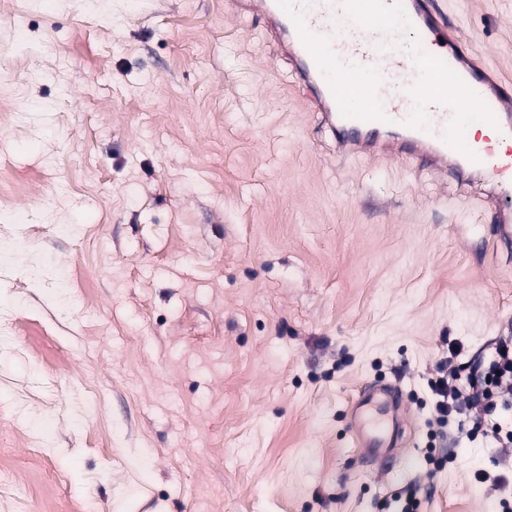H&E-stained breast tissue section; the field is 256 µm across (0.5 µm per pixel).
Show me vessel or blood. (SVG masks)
<instances>
[{"mask_svg":"<svg viewBox=\"0 0 512 512\" xmlns=\"http://www.w3.org/2000/svg\"><path fill=\"white\" fill-rule=\"evenodd\" d=\"M259 16L340 156L390 154L458 177H492L480 206L512 245V95L473 50L440 0H235ZM448 81L447 98L426 90V66ZM354 70L360 101L342 95L336 73ZM408 418L398 384H365L351 404L350 431L366 467L396 457Z\"/></svg>","mask_w":512,"mask_h":512,"instance_id":"obj_1","label":"vessel or blood"}]
</instances>
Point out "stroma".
<instances>
[{
    "mask_svg": "<svg viewBox=\"0 0 512 512\" xmlns=\"http://www.w3.org/2000/svg\"><path fill=\"white\" fill-rule=\"evenodd\" d=\"M0 10V512H501L477 405L426 462L428 386L512 336V250L479 179L342 160L259 18L228 0H15ZM512 82V0H443ZM80 270L69 306L59 276ZM62 351L48 369L38 353ZM397 383L392 469L349 404Z\"/></svg>",
    "mask_w": 512,
    "mask_h": 512,
    "instance_id": "1",
    "label": "stroma"
}]
</instances>
